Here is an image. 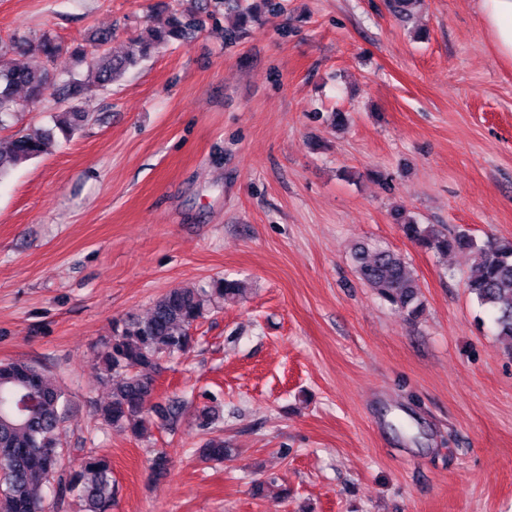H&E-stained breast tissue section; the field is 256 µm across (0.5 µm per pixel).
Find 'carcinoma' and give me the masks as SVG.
Segmentation results:
<instances>
[{
  "instance_id": "1",
  "label": "carcinoma",
  "mask_w": 512,
  "mask_h": 512,
  "mask_svg": "<svg viewBox=\"0 0 512 512\" xmlns=\"http://www.w3.org/2000/svg\"><path fill=\"white\" fill-rule=\"evenodd\" d=\"M224 8L236 17L234 27L225 30V40L233 44L250 24L259 23L262 12L279 11L282 5L280 0H259L245 7L240 0H194L188 8L180 0L162 3L158 10L164 18L146 28V36L134 40L131 50L121 57L102 50L112 42L113 32L93 31L87 42L99 49L91 58L98 83L108 88L158 49L192 38L206 20H217ZM29 47L30 40L23 35L0 42V125L19 110L21 90L28 103L53 95L57 114L50 125L0 140V180L21 164L49 153L60 140L72 139L91 121L90 114L77 104L83 84L74 71L57 75L50 71L58 57L56 39L49 33L39 38L38 50L46 65L38 68L13 62V56L26 53ZM393 218L404 235L426 251L472 254L467 288L491 314L497 334L512 341V238L479 243L466 229L450 234L437 224H420L405 217L401 209L393 211ZM351 259L363 285L409 318L419 316L423 307L420 284L402 254L362 242L353 248ZM240 292L239 282L226 278L207 288H174L154 302L147 317L115 323L112 335L96 354L100 379L111 391V400L99 409L102 422L141 437L147 432L150 414L163 420L176 413L173 405L151 403L153 373L163 358L192 348V328L210 307L232 302ZM66 407L64 390L40 367L23 361L0 362V512H45L46 488L61 468L57 433ZM63 491L78 494L83 512H112L111 461L105 456L84 459L64 481Z\"/></svg>"
}]
</instances>
